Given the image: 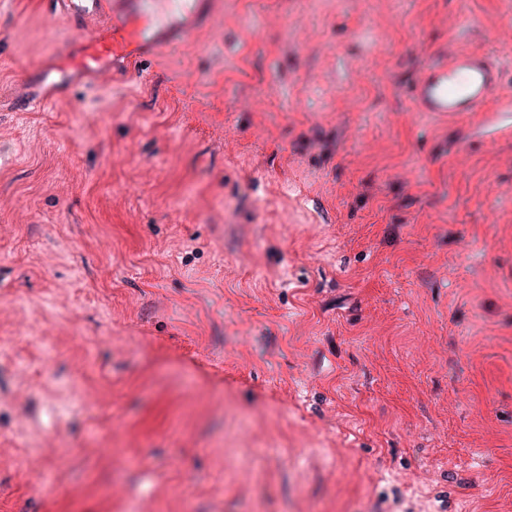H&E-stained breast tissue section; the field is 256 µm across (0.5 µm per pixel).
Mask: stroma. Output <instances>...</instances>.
Returning <instances> with one entry per match:
<instances>
[{
	"mask_svg": "<svg viewBox=\"0 0 512 512\" xmlns=\"http://www.w3.org/2000/svg\"><path fill=\"white\" fill-rule=\"evenodd\" d=\"M35 3L2 101L74 35ZM510 26L226 0L145 83L0 111V512H512V112L406 96L424 45L512 77Z\"/></svg>",
	"mask_w": 512,
	"mask_h": 512,
	"instance_id": "35a3bbf8",
	"label": "stroma"
}]
</instances>
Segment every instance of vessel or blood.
Returning a JSON list of instances; mask_svg holds the SVG:
<instances>
[{
  "label": "vessel or blood",
  "instance_id": "b4317fda",
  "mask_svg": "<svg viewBox=\"0 0 512 512\" xmlns=\"http://www.w3.org/2000/svg\"><path fill=\"white\" fill-rule=\"evenodd\" d=\"M221 0H39L52 25L74 35L50 63L24 70L26 96L10 101L13 112H37L51 90L108 79H143L147 64L209 23ZM418 111L465 115L490 101L512 107V83L502 64L487 54L457 50L430 54L409 90Z\"/></svg>",
  "mask_w": 512,
  "mask_h": 512
}]
</instances>
